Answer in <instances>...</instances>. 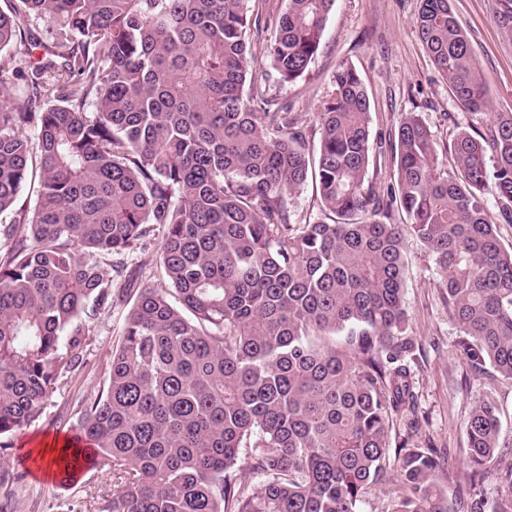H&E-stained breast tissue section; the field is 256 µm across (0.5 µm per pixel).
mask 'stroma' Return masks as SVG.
<instances>
[{"mask_svg": "<svg viewBox=\"0 0 512 512\" xmlns=\"http://www.w3.org/2000/svg\"><path fill=\"white\" fill-rule=\"evenodd\" d=\"M288 0H248L250 13L261 15L265 24L247 34L255 57L256 79L267 84L278 104L288 106L307 129L309 144L319 140L317 112L333 92L332 75L342 64L353 66L367 87L370 98L371 141L382 146L381 156L369 168V178L380 189L394 187L396 167L389 151L390 139L402 115L418 113L434 131L445 164H452L451 143L459 129H485L489 114L473 116L453 100L446 80L433 68L413 21L419 0H335L319 51L304 75L290 83L278 82L266 56L270 23L286 10ZM453 12L469 38L475 63L486 83L492 112H512V34L496 18V0H451ZM22 27L26 38L9 51L22 73L0 72V101L15 96L24 87L25 72L37 67L43 57L40 44L47 37L44 21L29 18ZM163 239L155 230L144 251L124 256L128 269L137 274L141 288H161L165 282L156 266ZM407 273L404 302L409 330L421 349L414 370L418 430L416 442L431 443L439 456L438 483L450 492L449 503L465 512L457 490L467 488L471 468L466 461L465 423L472 406L491 398L500 420L501 453L485 465L487 478L482 491L490 505H500L512 492L503 479L512 467V379L493 368L472 370L458 351L461 335L448 314L442 279L426 249L415 238L405 237ZM128 299H115L89 325V344L77 369L61 371L55 389L39 419L15 433L10 449L0 454V467L12 482L0 485V500L9 499L11 512H97L100 494L114 488L111 466L82 470L67 482L35 474V464L26 454L27 440H50L72 436L84 412L108 375L112 350L121 341Z\"/></svg>", "mask_w": 512, "mask_h": 512, "instance_id": "35a3bbf8", "label": "stroma"}]
</instances>
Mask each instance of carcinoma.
<instances>
[{
  "instance_id": "1",
  "label": "carcinoma",
  "mask_w": 512,
  "mask_h": 512,
  "mask_svg": "<svg viewBox=\"0 0 512 512\" xmlns=\"http://www.w3.org/2000/svg\"><path fill=\"white\" fill-rule=\"evenodd\" d=\"M0 53L22 20L49 23L31 90L0 104V439L30 425L75 368L88 323L119 292L103 259L164 229L159 261L177 303L140 289L109 376L76 428L86 468L112 464L102 512H358L386 477L390 422L415 413L419 350L404 308L403 240L442 276L474 371L512 379V112L439 158L415 112L392 145L396 188L367 182L370 99L340 65L319 147L253 80L247 0H11ZM415 28L456 103L490 101L450 0H420ZM496 19L512 33V0ZM334 0H288L267 57L279 81L317 54ZM81 80L68 81L72 73ZM251 94H245V88ZM35 136L29 135V130ZM315 176L316 221L285 197ZM34 207H16L25 186ZM402 211L407 222L396 224ZM346 332L340 347L316 342ZM492 400L465 426L467 461L499 453ZM392 512H453L435 449L407 436ZM263 477L247 491L241 474Z\"/></svg>"
}]
</instances>
